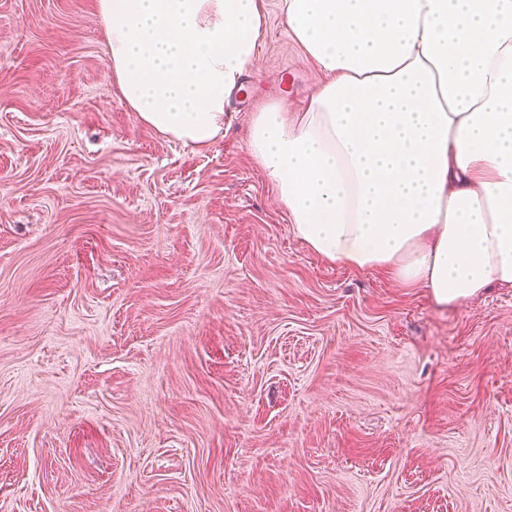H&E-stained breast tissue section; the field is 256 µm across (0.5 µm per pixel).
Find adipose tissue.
Instances as JSON below:
<instances>
[{
	"instance_id": "adipose-tissue-1",
	"label": "adipose tissue",
	"mask_w": 512,
	"mask_h": 512,
	"mask_svg": "<svg viewBox=\"0 0 512 512\" xmlns=\"http://www.w3.org/2000/svg\"><path fill=\"white\" fill-rule=\"evenodd\" d=\"M326 80L271 102L249 150L295 235L457 305L512 288V0H282ZM138 119L205 149L257 66L264 0H97Z\"/></svg>"
}]
</instances>
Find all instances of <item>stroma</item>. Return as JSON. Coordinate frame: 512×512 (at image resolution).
<instances>
[{
  "mask_svg": "<svg viewBox=\"0 0 512 512\" xmlns=\"http://www.w3.org/2000/svg\"><path fill=\"white\" fill-rule=\"evenodd\" d=\"M279 4L195 150L122 100L97 0H0V512H512V288L296 239L248 149L325 80Z\"/></svg>",
  "mask_w": 512,
  "mask_h": 512,
  "instance_id": "35a3bbf8",
  "label": "stroma"
}]
</instances>
